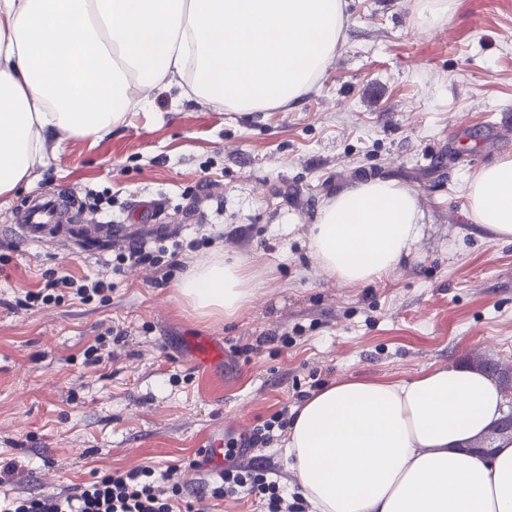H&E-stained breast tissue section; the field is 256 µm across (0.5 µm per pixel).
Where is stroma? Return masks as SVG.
Here are the masks:
<instances>
[{
  "label": "stroma",
  "mask_w": 512,
  "mask_h": 512,
  "mask_svg": "<svg viewBox=\"0 0 512 512\" xmlns=\"http://www.w3.org/2000/svg\"><path fill=\"white\" fill-rule=\"evenodd\" d=\"M346 3L336 57L298 106L228 112L157 89L0 199V225L53 190L103 193L128 223L148 199L173 240L200 242L163 271H118L111 252L0 237V465L17 467L1 497L142 465L186 483L211 434L239 437L338 379L408 380L478 356L512 372V242L464 215L471 176L512 154V0H452L425 31L415 0ZM374 178L418 196L424 233L387 280L343 286L308 227L338 188ZM217 252L264 283L230 322L196 317L176 292ZM62 275L107 279L108 300L18 306ZM200 335L224 342L206 372L188 345Z\"/></svg>",
  "instance_id": "stroma-1"
}]
</instances>
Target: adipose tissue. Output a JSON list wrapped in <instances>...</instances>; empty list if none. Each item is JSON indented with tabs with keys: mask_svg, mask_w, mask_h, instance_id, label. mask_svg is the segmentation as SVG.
Masks as SVG:
<instances>
[{
	"mask_svg": "<svg viewBox=\"0 0 512 512\" xmlns=\"http://www.w3.org/2000/svg\"><path fill=\"white\" fill-rule=\"evenodd\" d=\"M345 0H0V197L47 166V143L100 138L177 90L230 112L292 106L343 39ZM469 222L512 242V156L466 187ZM417 196L390 179L336 191L309 230L344 285L382 280L418 242ZM261 283L224 255L196 262L177 292L201 318L234 319ZM512 407L473 368L406 381L340 379L299 405L284 455L312 512H512V436L475 438Z\"/></svg>",
	"mask_w": 512,
	"mask_h": 512,
	"instance_id": "adipose-tissue-1",
	"label": "adipose tissue"
}]
</instances>
